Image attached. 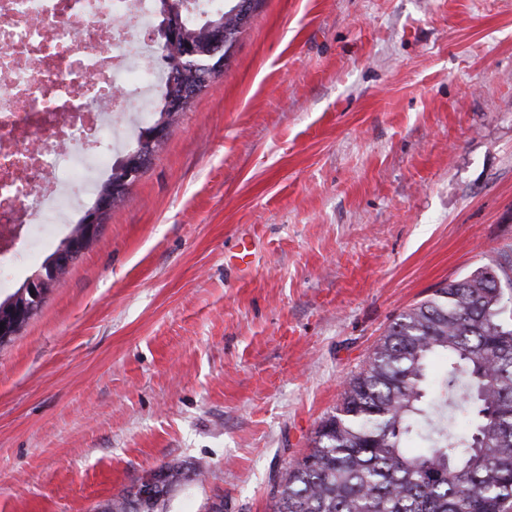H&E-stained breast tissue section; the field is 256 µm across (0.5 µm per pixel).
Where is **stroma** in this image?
Listing matches in <instances>:
<instances>
[{
  "label": "stroma",
  "mask_w": 512,
  "mask_h": 512,
  "mask_svg": "<svg viewBox=\"0 0 512 512\" xmlns=\"http://www.w3.org/2000/svg\"><path fill=\"white\" fill-rule=\"evenodd\" d=\"M507 256L512 0H263L0 347V512L174 462L166 512H270L394 319Z\"/></svg>",
  "instance_id": "obj_1"
}]
</instances>
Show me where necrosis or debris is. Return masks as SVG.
<instances>
[{
	"mask_svg": "<svg viewBox=\"0 0 512 512\" xmlns=\"http://www.w3.org/2000/svg\"><path fill=\"white\" fill-rule=\"evenodd\" d=\"M156 15V0H0V294L147 121Z\"/></svg>",
	"mask_w": 512,
	"mask_h": 512,
	"instance_id": "necrosis-or-debris-1",
	"label": "necrosis or debris"
}]
</instances>
